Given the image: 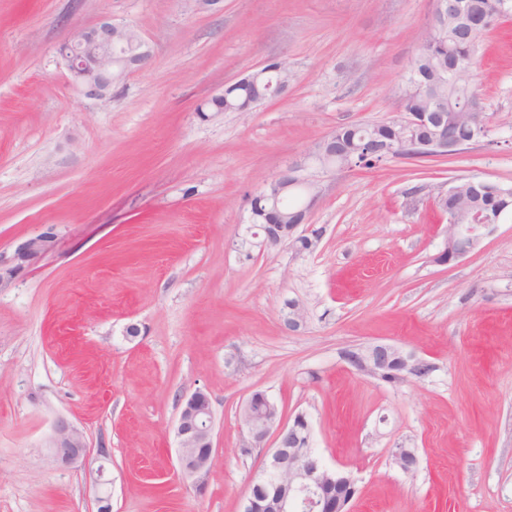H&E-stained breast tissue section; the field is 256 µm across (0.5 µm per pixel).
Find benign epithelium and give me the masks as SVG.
<instances>
[{"mask_svg":"<svg viewBox=\"0 0 512 512\" xmlns=\"http://www.w3.org/2000/svg\"><path fill=\"white\" fill-rule=\"evenodd\" d=\"M453 17L458 25L472 34L482 21L463 15L459 0H434L427 28H436L440 21ZM61 55L79 92L89 98L102 100L112 94V88L130 74L148 68L153 59L152 47L132 26L116 24L105 18L85 29L61 49ZM286 63L270 62L256 71L234 81L243 87L257 85L268 74L277 75L276 83L266 87V93L277 96L288 89L283 76ZM398 120L405 126L423 125L426 136L421 140L386 142L373 153V162L396 158L409 152L420 158L448 157L458 154L466 143L448 141V114L436 112L418 116L401 112ZM329 136L321 146L287 164L259 192L258 201L250 206V236L241 239V246L273 251L284 244L294 245L303 239L308 249L320 241L322 230L309 224L310 212L320 194V183L306 173L319 161L326 172L350 168L359 159L341 160L336 157ZM501 214L477 210L473 223L457 224L448 216L442 249L433 256L438 265H450L474 252L499 224ZM57 240L53 233L43 232L21 243L10 261L0 260V289L11 286L25 271L54 251ZM283 324L290 332L306 324L307 312L302 303L292 300L285 306ZM347 360L360 372L374 378L390 374L397 383L420 378L424 361L405 353L393 344L378 343L364 349L347 352ZM264 414L253 411L252 400L243 406L241 420L246 428L249 447L264 448L273 439L268 463L256 477L244 503L245 512H295L301 500L316 504L317 512H350L349 504L357 493L356 480L351 473L326 466L313 448L294 447L293 418H284L277 407L267 403ZM214 417L209 394L196 390L181 400L175 425L178 443V469L182 477L201 485V476L215 457L213 445ZM55 463L63 468L75 467L87 453L83 434L66 418L55 420L47 442ZM418 463L414 448H398L393 464L404 473L414 471ZM276 479L273 495L263 488L267 475Z\"/></svg>","mask_w":512,"mask_h":512,"instance_id":"7a95c632","label":"benign epithelium"}]
</instances>
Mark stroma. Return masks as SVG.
Masks as SVG:
<instances>
[{
	"instance_id": "1",
	"label": "stroma",
	"mask_w": 512,
	"mask_h": 512,
	"mask_svg": "<svg viewBox=\"0 0 512 512\" xmlns=\"http://www.w3.org/2000/svg\"><path fill=\"white\" fill-rule=\"evenodd\" d=\"M433 0H0V259L57 238L0 290V512H241L267 460L241 409L266 392L306 413L313 448L351 472L352 512H512V214L437 265L435 198L461 178L512 185V18L488 32L476 83L488 135L447 159H387L322 177L318 246L243 250L250 200L336 127L399 113ZM109 17L154 59L84 97L60 46ZM283 60L288 90L213 112L227 82ZM307 322L283 328L286 301ZM137 336H127L128 327ZM389 343L432 365L390 385L347 350ZM206 390L215 458L182 478L175 422ZM66 417L88 455L46 446ZM416 449L401 472L396 448Z\"/></svg>"
}]
</instances>
